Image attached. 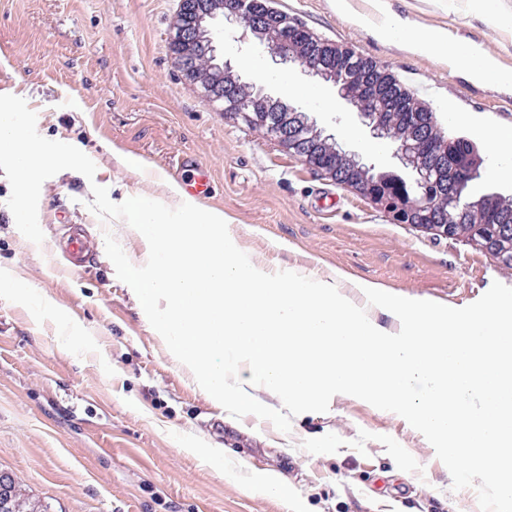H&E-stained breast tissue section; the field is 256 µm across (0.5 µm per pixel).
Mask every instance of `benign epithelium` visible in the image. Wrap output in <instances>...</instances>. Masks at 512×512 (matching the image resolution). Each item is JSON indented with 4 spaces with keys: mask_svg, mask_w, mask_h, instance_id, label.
I'll return each instance as SVG.
<instances>
[{
    "mask_svg": "<svg viewBox=\"0 0 512 512\" xmlns=\"http://www.w3.org/2000/svg\"><path fill=\"white\" fill-rule=\"evenodd\" d=\"M258 5L274 15V26L252 23ZM218 16L224 19V29H239L242 36H251L273 61L296 63L304 72L332 84L371 137L391 143L393 156L412 172L415 186H432L438 198L448 197V208L457 210V224H437L433 231L455 237L457 225L480 222L478 208L464 197L483 165L474 144L445 137L430 107L412 108L383 66H378V74L366 69L358 64L361 53L319 37L268 0H220L208 7L176 11L169 38L171 57L184 75L191 73L190 60L200 49L211 66L224 69V96L215 94L211 86L202 89L207 98L220 101L221 111L265 127L279 148L300 157L322 178L368 198L397 223L417 228L436 224L433 203L426 197L417 203L406 193L407 181L402 176L375 172V166L365 163L358 152L343 148L307 113L219 64L216 42L220 35L207 27Z\"/></svg>",
    "mask_w": 512,
    "mask_h": 512,
    "instance_id": "benign-epithelium-1",
    "label": "benign epithelium"
}]
</instances>
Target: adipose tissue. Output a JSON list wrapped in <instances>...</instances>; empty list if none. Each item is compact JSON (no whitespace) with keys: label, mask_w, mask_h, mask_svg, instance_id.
Wrapping results in <instances>:
<instances>
[{"label":"adipose tissue","mask_w":512,"mask_h":512,"mask_svg":"<svg viewBox=\"0 0 512 512\" xmlns=\"http://www.w3.org/2000/svg\"><path fill=\"white\" fill-rule=\"evenodd\" d=\"M374 15H357V23L380 40H402L422 55H445L476 83L494 81L512 85V71L503 69L482 44L468 41L449 43L443 32L402 19L387 7L385 0H374Z\"/></svg>","instance_id":"ef3b65f1"}]
</instances>
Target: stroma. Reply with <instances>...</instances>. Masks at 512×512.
Returning <instances> with one entry per match:
<instances>
[{
  "label": "stroma",
  "instance_id": "stroma-1",
  "mask_svg": "<svg viewBox=\"0 0 512 512\" xmlns=\"http://www.w3.org/2000/svg\"><path fill=\"white\" fill-rule=\"evenodd\" d=\"M387 2L409 21L443 29L449 42L482 43L512 70V28L470 11L466 0ZM273 5L388 67L446 134L481 150L482 129L512 125V86L476 85L448 59L379 42L333 0ZM177 8L178 0H0V94L25 99L41 136L74 145L96 165L94 178L64 170L43 183L39 245L18 231L0 169V276L24 284L21 296L0 295V471L48 512H480L475 490H453L420 432L358 398L334 396L327 412L293 417L287 434L253 415H228L223 429L213 428L217 402L118 279L105 233L134 264L146 245L122 220L90 211L92 187H106L114 202L156 191L119 163L120 151L164 171L175 156L191 155L212 175L205 207L223 211L251 262L336 280L355 304L363 302L359 281L453 308L493 282L512 287V270L484 252L394 223L220 112L172 61ZM217 58L308 113L376 170L401 172L390 144L298 65L273 64L234 32L218 42ZM452 111L459 121H449ZM67 224L82 225L96 245L78 274L52 246ZM210 448L218 456H207ZM267 473L286 474L288 493L251 491Z\"/></svg>",
  "mask_w": 512,
  "mask_h": 512
}]
</instances>
